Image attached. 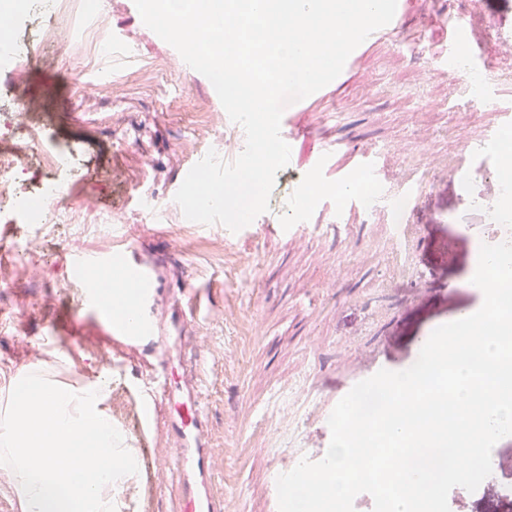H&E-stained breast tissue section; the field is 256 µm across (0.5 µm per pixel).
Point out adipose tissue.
<instances>
[{
	"instance_id": "1",
	"label": "adipose tissue",
	"mask_w": 512,
	"mask_h": 512,
	"mask_svg": "<svg viewBox=\"0 0 512 512\" xmlns=\"http://www.w3.org/2000/svg\"><path fill=\"white\" fill-rule=\"evenodd\" d=\"M7 391L0 445L19 512H128L137 451L111 424L104 383L64 384L33 364Z\"/></svg>"
}]
</instances>
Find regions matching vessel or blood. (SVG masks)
Segmentation results:
<instances>
[{
    "mask_svg": "<svg viewBox=\"0 0 512 512\" xmlns=\"http://www.w3.org/2000/svg\"><path fill=\"white\" fill-rule=\"evenodd\" d=\"M421 0H397L393 20L374 31L349 56L341 74L329 85L307 98L289 105L281 121V136L291 147V163H303L315 180L328 184L346 181L354 172L360 171L379 189L390 195L406 197L407 209L392 210L390 205L376 207L378 216L390 226V236L394 241L392 258L397 264H404L410 239L415 226L411 216L422 204L425 193L422 178L416 174L400 177L390 176L388 157L372 145H347L341 140L328 136L324 123H305L301 116L306 112L321 111L324 103L338 94L357 69L362 59L379 47L388 49L403 46L404 33L410 17L417 10ZM450 45L445 53L437 56L434 72L449 74L455 86L462 90H475L482 98L494 97L497 87L491 74L489 61L498 54L512 52V24L499 26L493 36H486L483 21L478 13L455 17L448 24ZM512 127V101L498 104L497 122L480 135L457 140L448 148V162L445 172L455 176L459 185L471 186L477 172H485L488 183L479 191L473 201L470 228L480 242L498 244L512 239L508 222L512 221V210L504 207L505 191L498 179L499 173L512 167V158L502 155L497 149V141L502 130ZM309 187H292L283 194L276 211L257 216L247 227L237 232V239L243 240L255 234L303 239L320 227L335 232L348 230L359 216L367 214L368 208L363 196L355 195L340 201L323 199L318 218H311L308 211ZM296 216L294 223L281 220L282 212ZM113 247L109 250L75 252L69 261L79 275L83 290L82 306L72 311L70 320H80L82 313H101L103 299L97 285L90 282L86 271L100 275L110 274L117 259L127 256L121 225L112 227ZM132 268L138 275L137 312L146 328L145 333H133L124 325L113 324L111 335L123 338L137 346L148 341L158 344L163 339L160 330L153 325V315L157 299L162 291V281L152 263L140 258L132 259ZM188 406L186 416L174 426L182 440L181 448L175 449L173 463L179 473L177 485L179 494L175 499V512H236L232 497H214L208 488V457L201 444L203 435V413L197 388H189L186 396Z\"/></svg>",
    "mask_w": 512,
    "mask_h": 512,
    "instance_id": "obj_1",
    "label": "vessel or blood"
}]
</instances>
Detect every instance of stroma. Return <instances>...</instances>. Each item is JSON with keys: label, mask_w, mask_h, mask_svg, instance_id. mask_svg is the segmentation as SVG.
I'll return each mask as SVG.
<instances>
[{"label": "stroma", "mask_w": 512, "mask_h": 512, "mask_svg": "<svg viewBox=\"0 0 512 512\" xmlns=\"http://www.w3.org/2000/svg\"><path fill=\"white\" fill-rule=\"evenodd\" d=\"M473 6L488 27L512 19V0H436L434 14L410 32L424 48L372 56L330 105L332 135L391 150L393 172L425 174L449 141L492 124L498 100L512 99V81L500 83L496 99L479 100L463 96L447 76L427 74L434 50L448 43L449 19ZM48 20L45 13L5 17L0 39L30 34L34 55L19 86L48 132L76 155L64 196L87 197L94 206L81 223L57 225L49 235L36 282L0 290V367H9L0 370V388L10 371L38 363L63 382L102 378L151 410L134 434L135 448L177 447L172 424L180 400L151 401L144 393L161 373L174 392L189 386L176 337L149 353L108 343L87 317V340L71 352L50 330L59 310L78 301L75 271L63 254L110 248L95 227L119 216L137 255L159 264L171 296L207 310L196 323L194 352L205 392L209 487L218 497L232 487L240 512H262L273 460L294 466L320 459L312 417L325 396L344 397L359 374L412 364L421 336L477 308L478 296L464 286L476 259L475 239L462 221L471 197L449 177L432 179L402 270L372 220L346 235L226 241L223 225L183 223L174 200L190 157L223 152L232 133L211 82L185 68L178 52L143 24L134 0H98L94 13L75 17L74 36L61 46L33 41ZM103 38L112 40L111 54L100 52ZM337 273L344 286L333 292ZM228 309L234 320H225ZM229 349L239 353L230 369ZM103 352L111 364L101 362ZM241 400L257 406L260 429L250 436L227 417ZM491 461L492 473L476 491H450V512H512V436L497 442ZM170 465L167 457L142 462L138 512H172L173 491L154 485Z\"/></svg>", "instance_id": "1"}]
</instances>
